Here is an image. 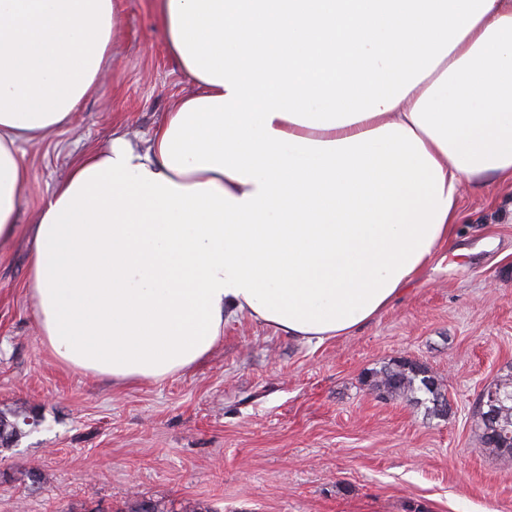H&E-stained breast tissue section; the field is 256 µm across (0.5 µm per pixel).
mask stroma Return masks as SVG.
<instances>
[{"label":"stroma","mask_w":512,"mask_h":512,"mask_svg":"<svg viewBox=\"0 0 512 512\" xmlns=\"http://www.w3.org/2000/svg\"><path fill=\"white\" fill-rule=\"evenodd\" d=\"M96 93L27 147L33 213L113 129L145 134L193 84L154 0H118ZM454 236L389 308L352 335L308 344L243 319L202 363L159 382L69 369L41 346L24 284L27 236L0 242V412L33 416L0 447V512H512V456L484 448L483 386L512 371V184L464 185ZM424 363L448 398L388 399L369 372ZM37 481H30V474Z\"/></svg>","instance_id":"stroma-1"}]
</instances>
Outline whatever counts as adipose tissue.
I'll list each match as a JSON object with an SVG mask.
<instances>
[{
    "label": "adipose tissue",
    "instance_id": "ef3b65f1",
    "mask_svg": "<svg viewBox=\"0 0 512 512\" xmlns=\"http://www.w3.org/2000/svg\"><path fill=\"white\" fill-rule=\"evenodd\" d=\"M194 83L34 213L41 345L118 382L202 362L242 317L345 336L430 267L463 182H512V0H155ZM117 0H0V241L24 144L98 86Z\"/></svg>",
    "mask_w": 512,
    "mask_h": 512
}]
</instances>
